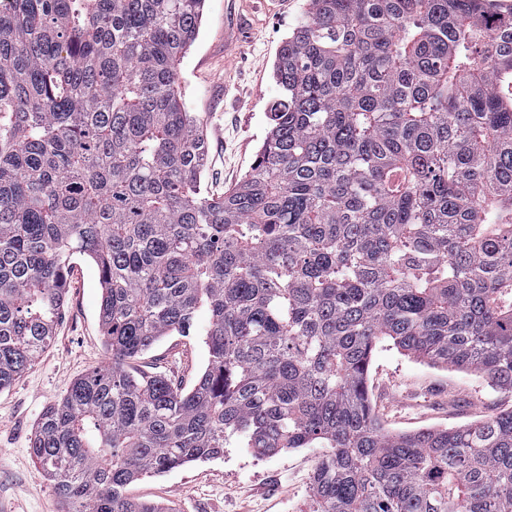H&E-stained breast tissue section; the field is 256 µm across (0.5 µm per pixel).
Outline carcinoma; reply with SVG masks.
<instances>
[{
    "label": "carcinoma",
    "instance_id": "cac0c4a2",
    "mask_svg": "<svg viewBox=\"0 0 512 512\" xmlns=\"http://www.w3.org/2000/svg\"><path fill=\"white\" fill-rule=\"evenodd\" d=\"M206 0H0V392L50 345L89 257L112 361L29 448L66 512H161L129 487L224 449L324 448L310 512H512V407L384 430L377 342L512 395V11L306 0L270 128L207 195L178 65ZM184 390L130 363L198 313Z\"/></svg>",
    "mask_w": 512,
    "mask_h": 512
}]
</instances>
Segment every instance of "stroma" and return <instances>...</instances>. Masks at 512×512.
Listing matches in <instances>:
<instances>
[{
	"label": "stroma",
	"mask_w": 512,
	"mask_h": 512,
	"mask_svg": "<svg viewBox=\"0 0 512 512\" xmlns=\"http://www.w3.org/2000/svg\"><path fill=\"white\" fill-rule=\"evenodd\" d=\"M304 4L281 0L267 11L252 7L251 0H206L199 35L180 65L179 79L184 102L206 131L203 187L209 193H223L252 164L277 95L276 52ZM72 263L52 345L0 393V512H65V503L37 472L30 438L43 410L74 379L110 360L99 324L96 266L78 254ZM208 360L203 337L170 336L147 351L138 366L166 372L189 388ZM368 387L379 423L392 432L463 425L512 406L511 395L481 377L431 366L387 340L373 351ZM322 454L319 448L270 455L228 448L222 458L144 478L132 492L165 512H308L310 476Z\"/></svg>",
	"instance_id": "obj_1"
}]
</instances>
